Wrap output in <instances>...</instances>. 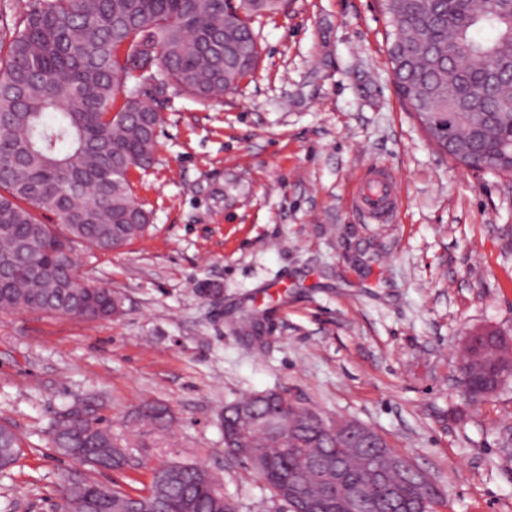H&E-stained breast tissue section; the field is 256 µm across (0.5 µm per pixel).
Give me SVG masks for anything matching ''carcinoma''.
<instances>
[{
	"label": "carcinoma",
	"mask_w": 512,
	"mask_h": 512,
	"mask_svg": "<svg viewBox=\"0 0 512 512\" xmlns=\"http://www.w3.org/2000/svg\"><path fill=\"white\" fill-rule=\"evenodd\" d=\"M280 7L281 0H36L15 15L0 41V312L114 316L116 296L79 276L74 244L112 252L144 234L149 216L132 174L154 163L160 118L152 101L171 89L206 100L237 87L258 63L253 24ZM381 11L394 83L419 95L415 113L430 139L469 168L486 163L512 174V112L502 111L512 102V0H383ZM489 55L499 58V74L474 97ZM504 351L491 339L465 347L469 378L491 381ZM249 405L296 421V445L278 448L255 432L250 447H239L248 428L237 409ZM103 410L100 400L83 398L58 414L50 433L66 456L76 416H91L92 447L119 469L124 449ZM315 415L286 393L275 409L250 394L224 407V450L261 475L271 498L287 501L288 482L303 479L308 496L324 499L323 512H341L347 487L326 499L307 467L337 459L361 478L367 451L316 437ZM135 422L161 437L170 418L145 405ZM20 452L16 435L0 430V454L14 462ZM164 468L172 470L168 481L114 488L103 499L105 485L87 479L85 497L101 500V512H239L203 465ZM429 499H437L433 486L410 478L407 507Z\"/></svg>",
	"instance_id": "obj_1"
}]
</instances>
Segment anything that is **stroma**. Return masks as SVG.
<instances>
[{
    "instance_id": "stroma-1",
    "label": "stroma",
    "mask_w": 512,
    "mask_h": 512,
    "mask_svg": "<svg viewBox=\"0 0 512 512\" xmlns=\"http://www.w3.org/2000/svg\"><path fill=\"white\" fill-rule=\"evenodd\" d=\"M254 29L259 62L236 89L159 102L155 164L134 176L145 235L76 248L122 314L0 312V424L22 448L0 512H60L77 464L49 426L91 393L128 454L94 480L129 491L152 467L200 463L240 512H278L224 453L225 405L263 390L376 430L431 476L438 512H512V380L472 400L456 367L470 333L512 337V176L428 140L395 90L376 0H285ZM375 165L395 177L389 224L350 203ZM252 305L257 339L234 329ZM146 403L168 410L164 439L132 423Z\"/></svg>"
}]
</instances>
